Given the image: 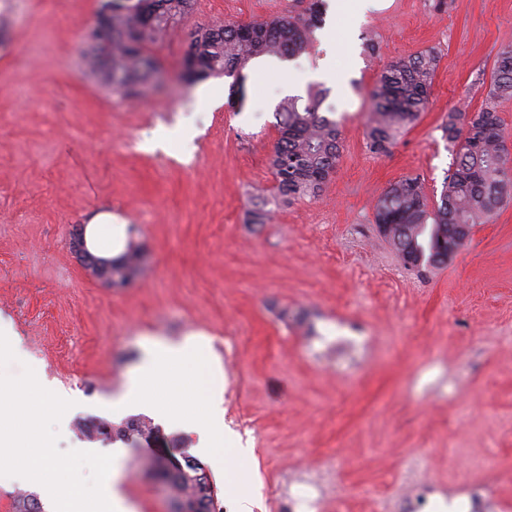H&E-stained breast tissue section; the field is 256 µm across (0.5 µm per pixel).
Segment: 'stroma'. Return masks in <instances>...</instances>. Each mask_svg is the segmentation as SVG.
I'll return each instance as SVG.
<instances>
[{
  "instance_id": "obj_1",
  "label": "stroma",
  "mask_w": 512,
  "mask_h": 512,
  "mask_svg": "<svg viewBox=\"0 0 512 512\" xmlns=\"http://www.w3.org/2000/svg\"><path fill=\"white\" fill-rule=\"evenodd\" d=\"M98 0H0V325L31 366L71 400L60 450L111 452L75 438L80 423L118 425L146 350L199 334L216 362L224 429L246 448L224 471L198 436L155 419V438L125 444L121 490L133 512H172L144 460L196 456L217 487L216 512H410L417 491L487 512L512 507V202L474 227L438 267L406 264L377 228L375 206L410 176L438 200L452 155L440 125L488 102L480 82L512 0H384L336 20L337 81L322 105L341 130L338 167L317 197L285 202L268 156L287 81L305 84L321 41L285 75L247 69L230 81L179 78L190 33L219 22L301 12V0H195L152 53L168 80L127 100L83 76ZM374 38L375 51L365 47ZM435 49L429 107L390 153L366 146L369 93L391 61ZM167 151L140 143L157 132ZM262 187L274 212L246 223ZM118 216L117 242L142 249L133 285L112 290L84 270L72 228Z\"/></svg>"
}]
</instances>
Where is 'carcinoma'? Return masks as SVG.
I'll use <instances>...</instances> for the list:
<instances>
[{"mask_svg":"<svg viewBox=\"0 0 512 512\" xmlns=\"http://www.w3.org/2000/svg\"><path fill=\"white\" fill-rule=\"evenodd\" d=\"M193 0H112L109 37L88 46L85 73L116 93L136 94L148 83L151 47L192 9ZM325 0H306L299 14L248 23H224L191 32L185 52L186 74L194 83L211 76L243 77L246 67L264 56L292 57L306 50L310 33L322 24ZM440 55L433 49L399 58L378 76L370 93L372 112L367 119V145L387 153L398 136L415 125L429 105ZM327 90L312 88L306 103L287 97L276 106L279 138L268 158L277 195L288 201L316 197L335 172L342 138L336 120L320 112ZM490 95L512 98V41L500 44L491 72ZM453 161L443 181L440 201L429 203L424 181L406 177L394 184L376 204V223L391 225L384 238L414 266H438L448 260V242L488 224L512 200V154L505 147L506 132L496 107L476 112L455 110L441 125ZM266 200L258 195L246 214L249 224H264ZM140 250L128 248L112 259V278L124 282L136 277ZM153 430L144 417H133L120 428L96 419L84 424V433L129 439ZM183 507V512H216L213 497L202 498L201 484L209 476L170 472L163 459L152 460ZM15 512H44L38 495L24 492Z\"/></svg>","mask_w":512,"mask_h":512,"instance_id":"obj_1","label":"carcinoma"}]
</instances>
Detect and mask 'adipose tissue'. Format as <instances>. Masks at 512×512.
<instances>
[{
  "instance_id": "ef3b65f1",
  "label": "adipose tissue",
  "mask_w": 512,
  "mask_h": 512,
  "mask_svg": "<svg viewBox=\"0 0 512 512\" xmlns=\"http://www.w3.org/2000/svg\"><path fill=\"white\" fill-rule=\"evenodd\" d=\"M214 365L201 355L195 338L147 352L133 373L127 391L119 396L117 407L172 413L175 422L199 435L197 450L223 464L225 443L223 395L214 388Z\"/></svg>"
}]
</instances>
